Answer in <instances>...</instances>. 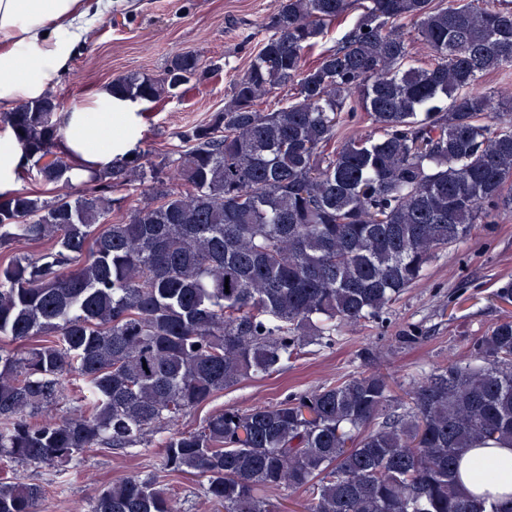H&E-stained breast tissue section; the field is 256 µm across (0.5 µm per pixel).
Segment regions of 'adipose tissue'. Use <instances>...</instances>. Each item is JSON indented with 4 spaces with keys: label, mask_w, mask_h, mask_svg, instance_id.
<instances>
[{
    "label": "adipose tissue",
    "mask_w": 512,
    "mask_h": 512,
    "mask_svg": "<svg viewBox=\"0 0 512 512\" xmlns=\"http://www.w3.org/2000/svg\"><path fill=\"white\" fill-rule=\"evenodd\" d=\"M112 0H0V112L40 99L56 88L76 49ZM137 101L114 96L111 88L59 113L61 148L75 163V177L103 169L134 150L131 131ZM26 161L12 131L0 134V197L11 194ZM512 448L492 444L464 454L461 483L470 492L504 495L512 490Z\"/></svg>",
    "instance_id": "1"
}]
</instances>
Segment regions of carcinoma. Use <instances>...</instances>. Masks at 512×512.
Masks as SVG:
<instances>
[{
	"mask_svg": "<svg viewBox=\"0 0 512 512\" xmlns=\"http://www.w3.org/2000/svg\"><path fill=\"white\" fill-rule=\"evenodd\" d=\"M267 28L224 107L176 132L182 149L137 147L78 190L54 151L57 97L0 113L28 174L67 188L0 202L1 247L50 242L0 262V337L28 343L0 346V459L127 453L166 428L160 471L205 476L201 497L224 512H282L286 489L303 512H512L511 492L459 484L467 450L512 445L511 316L402 396L365 371L179 427L379 320L437 252L512 213V111L480 87L512 79V0H279ZM217 71L179 51L112 94L158 103ZM134 186L143 201L126 210ZM42 494L0 481V512H34ZM89 512L179 509L157 476L131 474Z\"/></svg>",
	"mask_w": 512,
	"mask_h": 512,
	"instance_id": "carcinoma-1",
	"label": "carcinoma"
}]
</instances>
